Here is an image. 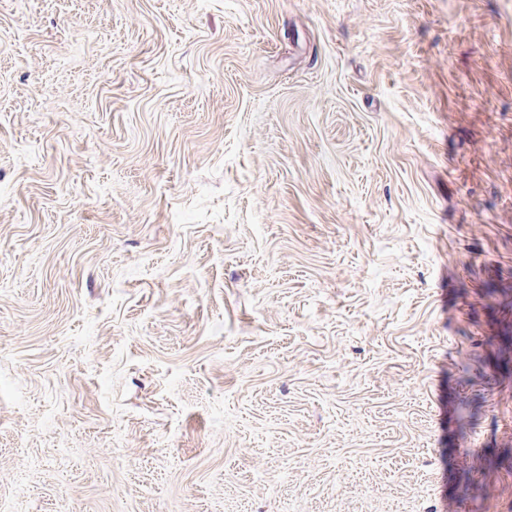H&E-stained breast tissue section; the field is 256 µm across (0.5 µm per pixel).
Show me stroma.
Wrapping results in <instances>:
<instances>
[{"label": "stroma", "instance_id": "1", "mask_svg": "<svg viewBox=\"0 0 512 512\" xmlns=\"http://www.w3.org/2000/svg\"><path fill=\"white\" fill-rule=\"evenodd\" d=\"M13 512H512V0H0Z\"/></svg>", "mask_w": 512, "mask_h": 512}]
</instances>
